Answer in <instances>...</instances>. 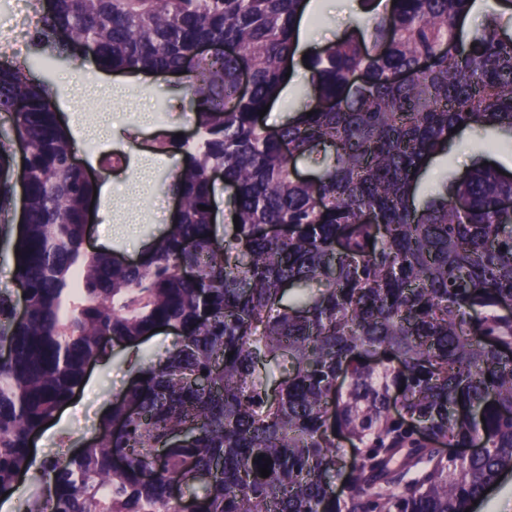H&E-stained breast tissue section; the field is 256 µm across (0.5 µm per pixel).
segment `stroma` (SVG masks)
I'll return each instance as SVG.
<instances>
[{"instance_id":"1","label":"stroma","mask_w":512,"mask_h":512,"mask_svg":"<svg viewBox=\"0 0 512 512\" xmlns=\"http://www.w3.org/2000/svg\"><path fill=\"white\" fill-rule=\"evenodd\" d=\"M368 12L362 0H310L305 28L309 48L329 45L356 34ZM27 19L17 14L0 15V44H6L15 60L28 61L37 51L29 38ZM36 78L54 85L57 105L64 121L81 123L77 158L98 178L107 191L96 199L87 227L91 246L117 252L135 260L152 237L166 230L174 199L161 183L173 160L156 154L154 141L165 134L193 131V117L185 112L187 82L163 78L148 90L128 89L118 97L99 87L98 75L75 60H58L35 68ZM95 105L86 113L87 105ZM119 153L121 165L105 171L104 157ZM487 160L512 171V147L467 131L456 139L448 153L438 155L422 179V190L436 187L442 176L463 175L474 163ZM129 348L118 345L107 362L91 364L82 388L59 410L53 426L36 436L33 453L37 461L69 454L99 433L103 412L113 394L125 389L132 378Z\"/></svg>"}]
</instances>
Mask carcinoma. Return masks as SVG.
<instances>
[{"label": "carcinoma", "mask_w": 512, "mask_h": 512, "mask_svg": "<svg viewBox=\"0 0 512 512\" xmlns=\"http://www.w3.org/2000/svg\"><path fill=\"white\" fill-rule=\"evenodd\" d=\"M36 2L47 59L166 76L208 51L188 76L194 136L156 145L179 217L135 263L84 247L97 184L53 87L0 52V167L28 172L12 275L29 309L16 321L0 291V495L24 474L54 495L21 512H183L187 493L202 512H465L512 473V174L479 164L419 198L457 133L512 144V39L491 20L462 37L475 0L389 4L367 21L374 50L348 37L307 59L310 102L277 129L258 111L289 82L307 0ZM216 170L233 188L220 241ZM13 203L1 179V218ZM160 327L177 343L130 361L103 432L34 468L29 440L87 366ZM342 439L359 453L347 472Z\"/></svg>", "instance_id": "cac0c4a2"}]
</instances>
